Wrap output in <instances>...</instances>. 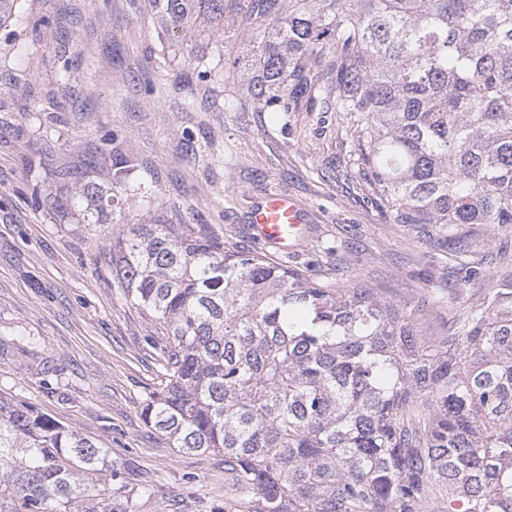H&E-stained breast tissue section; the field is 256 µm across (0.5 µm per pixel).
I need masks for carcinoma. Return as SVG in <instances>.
<instances>
[{
	"label": "carcinoma",
	"mask_w": 512,
	"mask_h": 512,
	"mask_svg": "<svg viewBox=\"0 0 512 512\" xmlns=\"http://www.w3.org/2000/svg\"><path fill=\"white\" fill-rule=\"evenodd\" d=\"M231 0H149L224 41ZM264 26L254 112H323L366 201L425 232L466 281L478 229L512 226V0H245ZM87 212L112 190H79ZM112 279L162 336L145 426L224 456L222 512H512V277L427 333L364 285L333 287L204 229L126 224ZM121 469L0 403V512H134Z\"/></svg>",
	"instance_id": "cac0c4a2"
}]
</instances>
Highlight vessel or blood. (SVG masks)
<instances>
[{"label": "vessel or blood", "mask_w": 512, "mask_h": 512, "mask_svg": "<svg viewBox=\"0 0 512 512\" xmlns=\"http://www.w3.org/2000/svg\"><path fill=\"white\" fill-rule=\"evenodd\" d=\"M255 240L281 252L294 250L307 234L304 210L292 197L269 193L252 212Z\"/></svg>", "instance_id": "b4317fda"}]
</instances>
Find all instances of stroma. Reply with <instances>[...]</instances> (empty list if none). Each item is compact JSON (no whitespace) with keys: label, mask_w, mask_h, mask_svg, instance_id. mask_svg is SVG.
I'll use <instances>...</instances> for the list:
<instances>
[{"label":"stroma","mask_w":512,"mask_h":512,"mask_svg":"<svg viewBox=\"0 0 512 512\" xmlns=\"http://www.w3.org/2000/svg\"><path fill=\"white\" fill-rule=\"evenodd\" d=\"M25 23H0V401L37 410L118 462L134 512H211L224 503V458L180 452L141 419L159 384L150 317L112 280L124 225L202 224L250 246L252 209L277 191L311 232L275 259L333 285H367L419 312L427 331L477 287L426 257L411 227L362 202L334 119L243 111L257 34L224 16L183 41L148 0H24ZM223 55L198 75L194 55ZM131 169L118 205L87 223L67 197ZM152 189L143 197L141 185ZM153 488L144 496L142 488Z\"/></svg>","instance_id":"obj_1"}]
</instances>
